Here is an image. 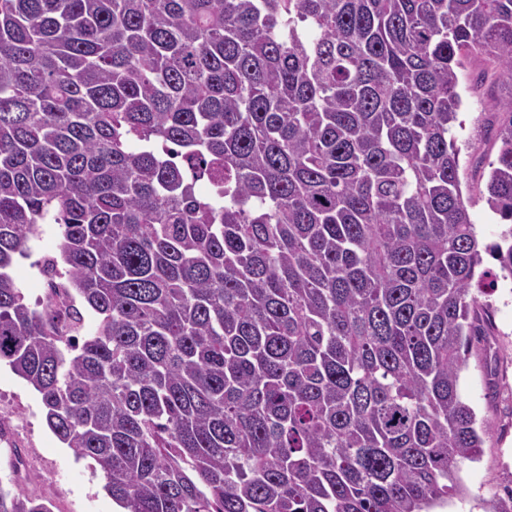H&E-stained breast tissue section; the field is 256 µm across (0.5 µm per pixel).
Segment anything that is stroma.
Returning <instances> with one entry per match:
<instances>
[{
    "label": "stroma",
    "instance_id": "35a3bbf8",
    "mask_svg": "<svg viewBox=\"0 0 512 512\" xmlns=\"http://www.w3.org/2000/svg\"><path fill=\"white\" fill-rule=\"evenodd\" d=\"M482 68L480 59L471 58L460 71L463 104L455 137L461 149V188L471 199L470 220L481 242L490 244L497 241L501 226L481 197L482 172L497 152L488 127L494 93L490 85L477 83ZM58 244L54 225H41L29 257L16 258L10 270L31 305L40 304L46 293L43 262L58 256ZM485 300L492 308L493 334L487 345L473 347L459 383L478 425L486 431L485 444L479 460L462 464L458 478L463 492L442 512H489L495 496L512 485V303L498 289ZM0 418L23 429L18 444L24 458L20 487L25 493L50 495L53 512H115L96 463L76 459L56 438L46 424L39 394L2 364Z\"/></svg>",
    "mask_w": 512,
    "mask_h": 512
}]
</instances>
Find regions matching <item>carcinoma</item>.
Listing matches in <instances>:
<instances>
[{
	"mask_svg": "<svg viewBox=\"0 0 512 512\" xmlns=\"http://www.w3.org/2000/svg\"><path fill=\"white\" fill-rule=\"evenodd\" d=\"M476 56L490 246L452 134ZM39 224L40 310L9 273ZM484 252L512 277V0H0V363L125 512L447 505Z\"/></svg>",
	"mask_w": 512,
	"mask_h": 512,
	"instance_id": "cac0c4a2",
	"label": "carcinoma"
}]
</instances>
